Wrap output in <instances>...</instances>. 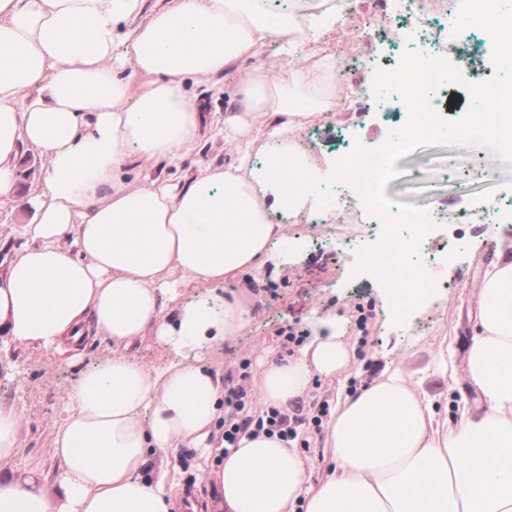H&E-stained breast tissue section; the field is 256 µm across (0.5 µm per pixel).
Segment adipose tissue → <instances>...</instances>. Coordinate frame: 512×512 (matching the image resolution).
Masks as SVG:
<instances>
[{"instance_id":"adipose-tissue-1","label":"adipose tissue","mask_w":512,"mask_h":512,"mask_svg":"<svg viewBox=\"0 0 512 512\" xmlns=\"http://www.w3.org/2000/svg\"><path fill=\"white\" fill-rule=\"evenodd\" d=\"M339 6L304 20L261 0H0V211L32 214L24 246L0 272V344L50 353L95 336L110 359L85 369L54 423L55 483L0 474V512H170L172 490L149 474L151 454L207 439L224 384L199 354L232 343L251 305L225 282L259 268L279 238L274 214L315 200L316 181L287 183L307 158L288 143L300 103L329 105L322 86L286 66L276 80L244 73L233 93L246 111L283 123L262 165L242 142L234 161L185 183L125 185L132 159L178 163L193 150L200 114L185 80L223 74L270 37L297 44L333 28ZM142 85L123 77L126 64ZM48 167L18 197L21 150ZM208 285L182 303L179 278ZM467 379L480 409L441 425L399 373L340 397L326 424L333 472L312 483L297 441L245 436L223 451L214 481L222 512H512V263L486 272ZM153 336L173 357L149 370L127 348ZM351 348L316 335L267 368L260 391L287 405L312 374L336 377Z\"/></svg>"}]
</instances>
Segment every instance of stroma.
<instances>
[{
	"instance_id": "obj_1",
	"label": "stroma",
	"mask_w": 512,
	"mask_h": 512,
	"mask_svg": "<svg viewBox=\"0 0 512 512\" xmlns=\"http://www.w3.org/2000/svg\"><path fill=\"white\" fill-rule=\"evenodd\" d=\"M382 3L379 23L399 32L400 38L388 45L369 40L366 58L372 67L403 52L413 28L443 29L454 22L460 0H426L417 17L400 14L398 0ZM341 50V33L335 27L324 31L314 45L305 49L288 52L271 40L253 61L232 64L218 78L185 81L183 89L202 117L197 144L176 165L162 159L147 166L134 163V185L145 186L156 179L183 182L204 166L226 164L235 158L237 146L225 139L222 128L227 117L243 113L242 102L231 93L242 71L254 65L278 70L287 62L306 67L313 57L336 56ZM216 83L225 88L218 96L212 91ZM317 117L320 124L335 126V140L322 142L315 127L309 125L299 128L297 142L312 154L314 171L325 178L355 133L349 113L325 110ZM448 164L453 166L455 177L446 182L440 179L439 172ZM396 167L406 171L408 178L421 182L422 195L449 201L446 214L437 221L435 235L442 239L459 235L465 239V247L439 252L429 245L421 255L423 266L436 279L449 282V289L440 290L418 308L406 327H394L382 288L369 277L353 276L357 252L338 244L343 237L364 232L366 225L373 222L371 216L353 213L351 223L340 227L304 224L297 219L283 223L281 249L275 250L265 267L253 275L260 292L255 297L248 328L234 343L204 353L214 372L223 375L243 366L252 379H259L268 364L287 356L279 335L282 327L292 325L312 335L322 320L331 318L337 321L344 341L355 347L364 346L365 351L354 354L341 375L310 382L309 392L333 403L340 393L369 385L363 366L370 358L383 362L385 371L399 372L438 420L452 422L459 408L480 406V396L467 380L464 363L473 339L484 274L489 268L483 255L486 240L484 234H470L468 228L455 224L453 217L458 209L457 199H467L476 208L491 201L495 208L486 212L485 224L497 226L501 235L512 234V164L501 162L484 146L470 147L462 154L452 147L432 146L399 159ZM483 167L495 171L494 182L473 179V171ZM370 302L376 305V317L367 333H360L350 317L339 313L343 306ZM111 353L107 342L90 337L62 355L37 349L0 354V402L16 405L23 415L20 451L0 463V469L17 475L34 470L47 482L56 481L59 462L53 455L52 427L61 412L65 392L82 371ZM222 437V430L216 429L209 437L208 447L197 448L187 441L167 452L153 454L152 476L179 483L181 497L193 498L198 507L216 512L218 490L204 480L203 474L220 463L216 449L221 446Z\"/></svg>"
}]
</instances>
